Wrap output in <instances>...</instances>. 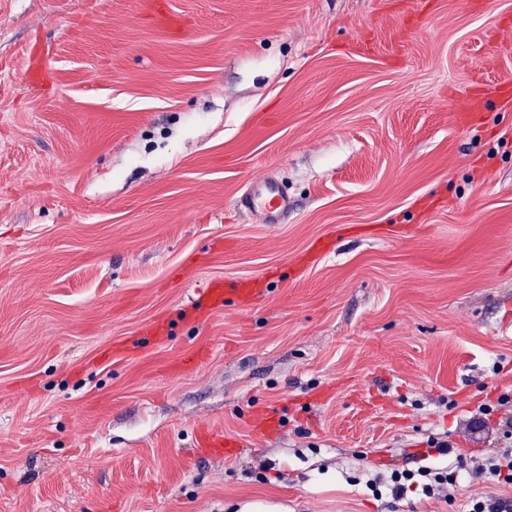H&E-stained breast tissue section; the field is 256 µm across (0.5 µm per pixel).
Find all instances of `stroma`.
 Masks as SVG:
<instances>
[{
  "instance_id": "1",
  "label": "stroma",
  "mask_w": 512,
  "mask_h": 512,
  "mask_svg": "<svg viewBox=\"0 0 512 512\" xmlns=\"http://www.w3.org/2000/svg\"><path fill=\"white\" fill-rule=\"evenodd\" d=\"M167 2L182 38L151 0H0V512L512 497L474 473L512 444V0ZM259 176L284 223L237 208ZM422 465L454 504L374 495ZM260 288H252L250 284H245L243 280H237L232 283L224 282V288L221 282H214L206 292L196 300L194 311L202 313L215 308L224 307L230 297H233L240 307L249 305L259 294ZM238 443L222 435L203 434L198 442L202 453L212 456L232 457L237 454Z\"/></svg>"
}]
</instances>
